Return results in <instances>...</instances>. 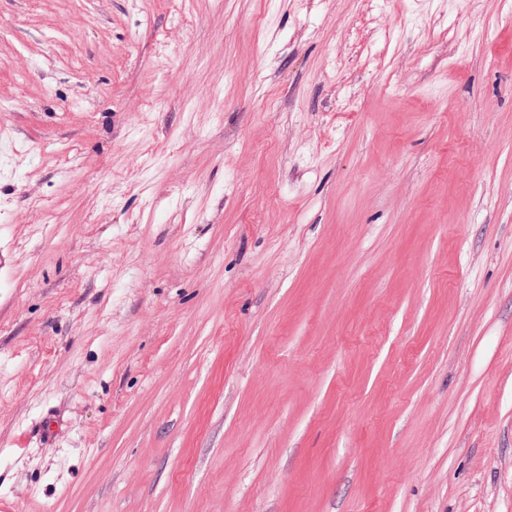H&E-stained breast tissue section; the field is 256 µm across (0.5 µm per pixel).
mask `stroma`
I'll return each mask as SVG.
<instances>
[{
  "label": "stroma",
  "instance_id": "obj_1",
  "mask_svg": "<svg viewBox=\"0 0 512 512\" xmlns=\"http://www.w3.org/2000/svg\"><path fill=\"white\" fill-rule=\"evenodd\" d=\"M0 504L512 512V0H0Z\"/></svg>",
  "mask_w": 512,
  "mask_h": 512
}]
</instances>
